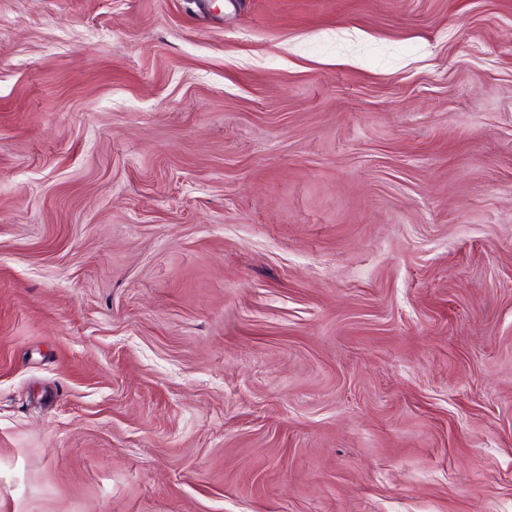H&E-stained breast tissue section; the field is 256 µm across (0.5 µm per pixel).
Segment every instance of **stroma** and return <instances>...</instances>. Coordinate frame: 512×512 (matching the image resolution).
Listing matches in <instances>:
<instances>
[{"mask_svg":"<svg viewBox=\"0 0 512 512\" xmlns=\"http://www.w3.org/2000/svg\"><path fill=\"white\" fill-rule=\"evenodd\" d=\"M0 512H512V0H0Z\"/></svg>","mask_w":512,"mask_h":512,"instance_id":"1","label":"stroma"}]
</instances>
